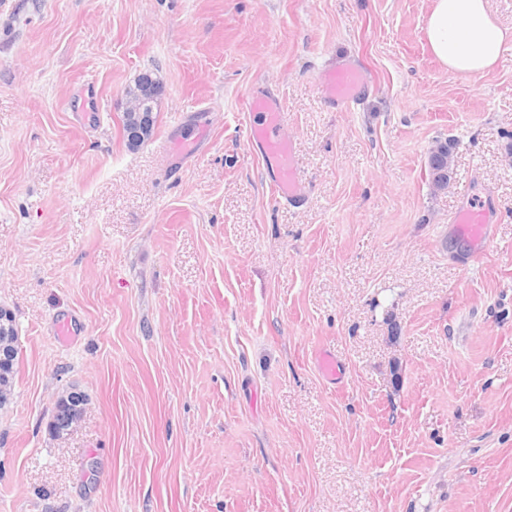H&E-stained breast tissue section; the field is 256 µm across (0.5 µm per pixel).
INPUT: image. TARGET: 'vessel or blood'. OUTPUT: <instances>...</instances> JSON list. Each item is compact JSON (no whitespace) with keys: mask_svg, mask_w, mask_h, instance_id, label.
I'll list each match as a JSON object with an SVG mask.
<instances>
[{"mask_svg":"<svg viewBox=\"0 0 512 512\" xmlns=\"http://www.w3.org/2000/svg\"><path fill=\"white\" fill-rule=\"evenodd\" d=\"M321 80L328 101L334 105H358L368 80L363 69L346 63L326 70ZM248 111L259 113L260 123L249 130L251 145L258 147L272 171V187L277 198L295 202L302 196V183L295 160L292 140L284 133L285 114L280 101L261 92L246 101ZM493 218L488 206H467L455 217L460 233L465 235L474 251H482L489 241L488 226Z\"/></svg>","mask_w":512,"mask_h":512,"instance_id":"1","label":"vessel or blood"}]
</instances>
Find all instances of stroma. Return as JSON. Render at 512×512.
<instances>
[{
    "label": "stroma",
    "instance_id": "35a3bbf8",
    "mask_svg": "<svg viewBox=\"0 0 512 512\" xmlns=\"http://www.w3.org/2000/svg\"><path fill=\"white\" fill-rule=\"evenodd\" d=\"M431 7L0 0V512H512V42L452 75ZM345 62L370 86L333 108L319 75ZM259 90L300 203L249 144ZM201 120L197 154L167 153ZM478 203L497 220L475 261L454 218ZM73 389L83 415L51 433ZM246 108L262 117L260 123L250 127L248 137L251 145L258 147L270 164L275 195L285 202L300 200L302 183L293 142L284 134L285 114L280 101L274 96L255 92L247 99ZM17 347L13 355L4 363L3 368L1 364L0 355V409L10 403V397L14 390V381L16 376L15 361L17 360Z\"/></svg>",
    "mask_w": 512,
    "mask_h": 512
}]
</instances>
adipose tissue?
<instances>
[{
	"instance_id": "adipose-tissue-1",
	"label": "adipose tissue",
	"mask_w": 512,
	"mask_h": 512,
	"mask_svg": "<svg viewBox=\"0 0 512 512\" xmlns=\"http://www.w3.org/2000/svg\"><path fill=\"white\" fill-rule=\"evenodd\" d=\"M426 35L434 56L450 73L473 77L499 60L512 31L490 15L487 0H434Z\"/></svg>"
}]
</instances>
